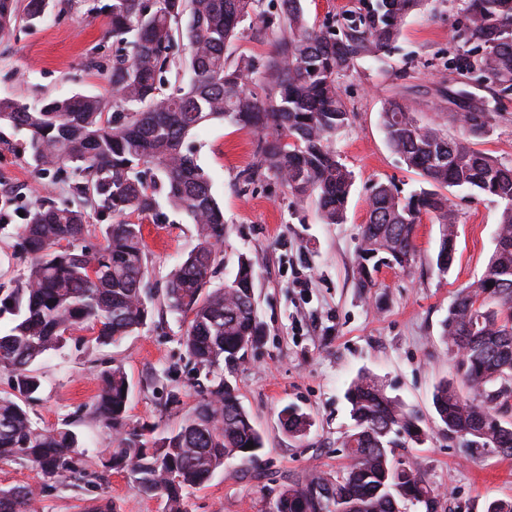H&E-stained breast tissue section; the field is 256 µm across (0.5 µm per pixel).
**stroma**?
Listing matches in <instances>:
<instances>
[{"instance_id": "35a3bbf8", "label": "stroma", "mask_w": 512, "mask_h": 512, "mask_svg": "<svg viewBox=\"0 0 512 512\" xmlns=\"http://www.w3.org/2000/svg\"><path fill=\"white\" fill-rule=\"evenodd\" d=\"M108 2L53 0L41 22H19L0 35V98L111 97L112 38L105 16L89 12ZM459 8V0H428L407 17L391 52L358 60L339 76L350 121L335 149L354 175L344 223H322L314 200L296 199L272 179L240 191V174L257 160L254 134L214 121L189 140L226 220L224 263L214 285L232 280L239 254L256 261L263 335L231 382L263 435L264 469L277 484L343 462L340 438L351 425L345 390L366 370L382 380L388 395L416 411L430 434L424 444L395 454L437 489L435 512H486L490 501L512 499V458L448 436L432 402L436 385L454 376L441 341L443 322L457 293L480 278L495 249L501 204L448 188L459 224L456 259L447 273L431 264L439 226L425 216L416 228L411 271L381 269L376 287L365 292L352 276L373 184L392 182L406 194L422 184L388 147L381 124L385 105L407 97L421 122L464 134L452 119L445 67L456 49L451 35L461 20ZM26 138L25 131L0 122V288L16 287L25 266L17 246L24 207L71 199L69 173L37 175L24 150ZM143 236L147 282L158 298L152 322L110 346L79 351L70 345L36 365L42 388L30 404L33 419L78 433L85 467L105 477L100 489L57 486L45 499L49 512H84L101 495L114 512H164L160 499L137 493L127 473L104 471L112 433L91 412L96 373L112 364L123 365L131 382L130 425L158 433L177 428L197 401L196 371L180 345L183 321L159 301L170 273L195 244V226L186 213L168 209L160 221L144 220ZM173 392L179 396L175 404L169 401ZM288 405L310 416L306 435L282 429L278 413ZM264 481L243 472L238 461L225 462L223 471L191 490L188 510L270 512L273 497Z\"/></svg>"}]
</instances>
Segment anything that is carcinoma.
<instances>
[{"label":"carcinoma","mask_w":512,"mask_h":512,"mask_svg":"<svg viewBox=\"0 0 512 512\" xmlns=\"http://www.w3.org/2000/svg\"><path fill=\"white\" fill-rule=\"evenodd\" d=\"M425 2L364 0L360 11L316 29L301 0H281L278 13L262 9L263 0H112L102 8L116 46L112 99L73 95L34 105L0 99V121L28 134L34 170L69 169L79 201L26 211L19 231L26 270L20 286L0 292V313L20 315L0 335V370L10 373L14 391L0 397V461L29 465L39 477L34 485L0 487V512H45L46 493L56 485L93 484L94 474L80 467L77 434L40 428L30 416L29 403L41 389L35 364L82 325L95 333L88 342L107 346L152 318L140 221L159 219L164 206L186 212L196 226V244L170 274L163 304L186 323L180 341L204 380L179 427L148 437L127 422L125 370L99 371L93 414L115 443L104 466L129 472L140 495L164 499L165 512H188L189 491L226 460L260 468L264 439L226 377L261 338L255 261L240 254L232 282L212 285L223 265L224 212L188 135L225 120L254 132L257 161L241 174L242 189L272 178L300 199L316 198L323 223H343L353 176L333 143L350 113L336 78L357 60L390 51L407 17ZM49 4L0 0V33L19 19L40 21ZM256 23L274 37L275 51L229 59L227 47ZM180 34L190 45L183 61L171 55ZM453 40L460 52L448 59V71L490 82L495 106L476 101L465 118L453 114L468 132L460 138L419 122L403 97L387 103L381 113L387 144L424 186L403 196L390 183L373 185L353 277L357 287L374 288L382 266L410 271L424 215L439 224L433 264L448 272L459 223L443 193L448 187L504 204L483 274L448 309L443 337L455 357L456 380L437 385L433 406L448 434L512 455V423L504 424L512 410V164L473 142L496 124L502 98L495 85H512V0H465ZM258 76L264 83L257 92L248 84ZM90 211L112 215L97 244L87 242ZM457 380L470 397L460 395ZM346 399L352 420L341 441L346 464L280 487L272 512H399L400 500L434 512L436 491L425 475L395 460L394 449L428 438L418 417L369 372L350 382ZM279 420L293 437L311 427L292 406L281 409Z\"/></svg>","instance_id":"carcinoma-1"}]
</instances>
